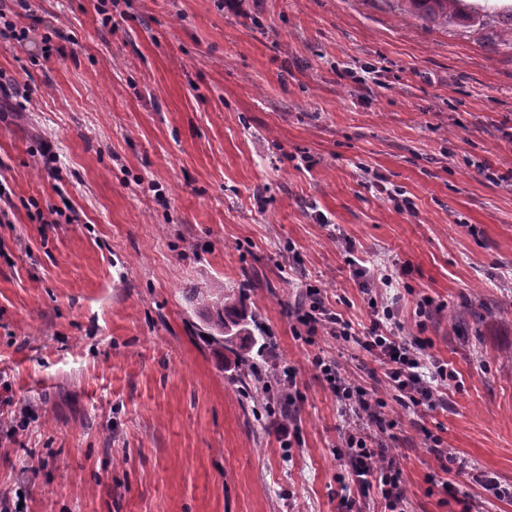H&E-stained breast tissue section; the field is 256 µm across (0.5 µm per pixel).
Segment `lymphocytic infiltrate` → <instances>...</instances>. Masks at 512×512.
<instances>
[{
    "label": "lymphocytic infiltrate",
    "mask_w": 512,
    "mask_h": 512,
    "mask_svg": "<svg viewBox=\"0 0 512 512\" xmlns=\"http://www.w3.org/2000/svg\"><path fill=\"white\" fill-rule=\"evenodd\" d=\"M306 296L308 305L298 307L295 312L296 324L303 328L306 336L323 329L333 338L356 341L366 351L381 357L388 384L400 405L436 407L438 387L453 380L455 374L446 363L439 361L430 365L431 374H424L423 368L427 365L421 357L423 342L417 337L408 340L400 337L401 322L395 303L369 297L370 325L360 332L325 305L318 288H307ZM313 365L337 400L355 417L353 425L343 435L340 453L350 466L357 494L341 498V512H362L363 501L375 492L384 502V512H407L401 471L394 463H383L385 446L369 431L373 425L382 431L391 426L381 413L382 401L371 400L368 389L360 383L345 380L335 360L318 356Z\"/></svg>",
    "instance_id": "obj_1"
}]
</instances>
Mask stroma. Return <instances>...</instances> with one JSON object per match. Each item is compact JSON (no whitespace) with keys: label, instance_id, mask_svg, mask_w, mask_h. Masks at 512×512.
<instances>
[{"label":"stroma","instance_id":"obj_1","mask_svg":"<svg viewBox=\"0 0 512 512\" xmlns=\"http://www.w3.org/2000/svg\"><path fill=\"white\" fill-rule=\"evenodd\" d=\"M0 41V500L27 512H338L350 418L316 376L340 361L395 420L408 512H512V42L439 29L397 0H32ZM68 36L43 56V38ZM57 209L42 224L37 210ZM457 378L406 409L378 356L287 311L306 286L368 326L363 279ZM254 283L263 352L296 371L251 412L238 346L206 342L186 293ZM431 299L429 318L415 309ZM24 419L16 437L5 422ZM439 436L464 473L431 483Z\"/></svg>","mask_w":512,"mask_h":512}]
</instances>
